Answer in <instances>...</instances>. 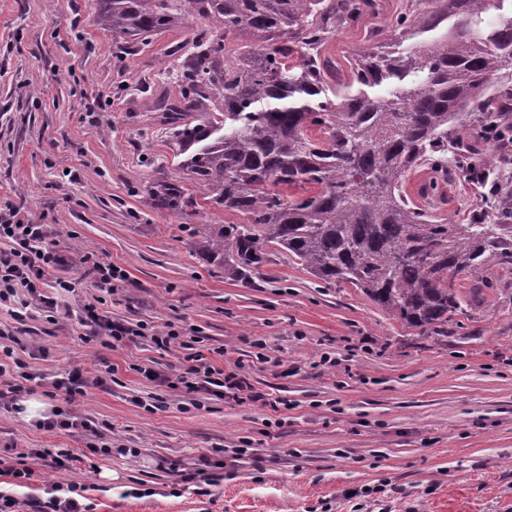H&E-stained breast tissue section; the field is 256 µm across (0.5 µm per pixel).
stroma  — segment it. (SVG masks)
Instances as JSON below:
<instances>
[{
  "instance_id": "stroma-1",
  "label": "stroma",
  "mask_w": 512,
  "mask_h": 512,
  "mask_svg": "<svg viewBox=\"0 0 512 512\" xmlns=\"http://www.w3.org/2000/svg\"><path fill=\"white\" fill-rule=\"evenodd\" d=\"M405 7L385 0L326 53L344 64L368 32L394 40ZM94 13V0H0V206L47 225L54 274L74 285L67 314L51 321L31 307L19 321L2 303L0 326L17 329L14 354L35 371L89 380L73 408L97 426L49 431L0 403V458L28 448L85 457L71 471L28 459L19 501L75 480L92 512H512V295L475 297L458 278L463 312L444 337L406 327L359 289L316 281L275 245L248 282L208 264L195 249L204 225L241 216L203 201L189 215L159 211L145 192L178 175L169 128L147 111L179 93L166 53L190 50L206 24L188 9L148 43L122 45ZM424 175L449 221L483 209L487 189L466 172ZM89 251L127 280L100 289L85 273ZM92 302L195 344L110 347L79 323ZM195 354L245 374L269 405L189 400L169 381ZM99 440L109 454L87 455Z\"/></svg>"
}]
</instances>
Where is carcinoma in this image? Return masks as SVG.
I'll return each instance as SVG.
<instances>
[{"mask_svg":"<svg viewBox=\"0 0 512 512\" xmlns=\"http://www.w3.org/2000/svg\"><path fill=\"white\" fill-rule=\"evenodd\" d=\"M185 0H95L101 29L146 40L171 27ZM209 26L246 39L231 60L224 39L203 30L166 76L180 95L151 111L169 126L179 180L146 191L155 209L184 213L196 197L242 216L207 224L196 249L243 280L276 244L326 285L349 284L410 328L448 335L462 313L455 277L512 274V183L491 168L512 136V13L485 17L504 0H410L392 51L376 41L349 62L350 78L324 54L331 36L381 11L380 0H190ZM420 72L383 96L366 87ZM214 98L224 113L206 112ZM495 183L489 210L467 224L419 207L403 190L412 170L448 161ZM292 194L287 195L285 191Z\"/></svg>","mask_w":512,"mask_h":512,"instance_id":"obj_1","label":"carcinoma"}]
</instances>
